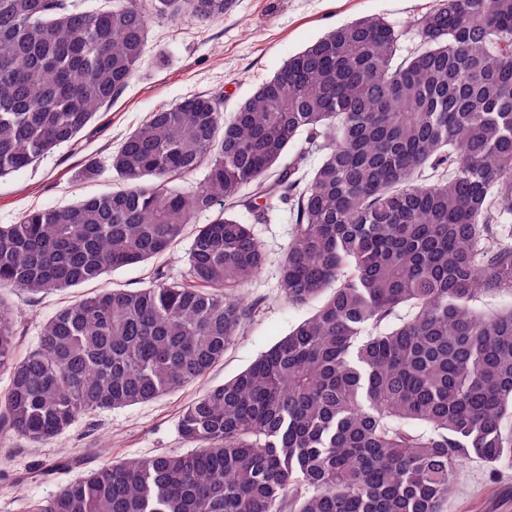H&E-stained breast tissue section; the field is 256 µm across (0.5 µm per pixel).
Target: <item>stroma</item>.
Here are the masks:
<instances>
[{"label": "stroma", "instance_id": "obj_1", "mask_svg": "<svg viewBox=\"0 0 512 512\" xmlns=\"http://www.w3.org/2000/svg\"><path fill=\"white\" fill-rule=\"evenodd\" d=\"M434 4L435 0H232L223 19L206 26L189 17L153 22L143 67L99 110L77 141L35 166L0 178V224L16 223L30 209L66 207L117 189L111 156L156 109L193 95L219 93L225 112H234L289 56L361 17L388 21L401 33L402 52H410L419 44L410 18ZM89 159L97 161L102 171L87 180L81 170ZM238 217L262 242L267 265L245 290L247 301L258 308L223 360L201 379L159 399L82 414L67 431L42 446L0 433V512H27L30 499L49 497L108 460L185 452L187 446L177 430L183 408L209 387L244 370L311 315L312 305L288 304L280 285L279 269L292 233L287 207L270 212L260 224L244 211ZM191 240V234H184L173 253L108 272L77 288L8 294V301L19 310L14 360L23 359L35 347L46 319L82 295L102 288H139L159 272L171 281L181 278ZM454 483L448 512H512L511 464L490 467L470 461L456 472Z\"/></svg>", "mask_w": 512, "mask_h": 512}]
</instances>
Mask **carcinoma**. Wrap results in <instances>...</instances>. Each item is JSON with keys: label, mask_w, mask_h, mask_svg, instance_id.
Masks as SVG:
<instances>
[{"label": "carcinoma", "mask_w": 512, "mask_h": 512, "mask_svg": "<svg viewBox=\"0 0 512 512\" xmlns=\"http://www.w3.org/2000/svg\"><path fill=\"white\" fill-rule=\"evenodd\" d=\"M231 3L0 0V177L77 139L138 73L148 21ZM411 27L399 62L385 20L338 26L228 118L216 94L161 107L112 154L121 187L0 224V288L44 293L167 253L215 210L181 281L84 296L16 363L0 294V423L35 444L224 358L267 262L237 208L288 205L284 298L324 297L183 410L194 450L103 462L29 512H448L465 461L512 463V0H437Z\"/></svg>", "instance_id": "1"}]
</instances>
